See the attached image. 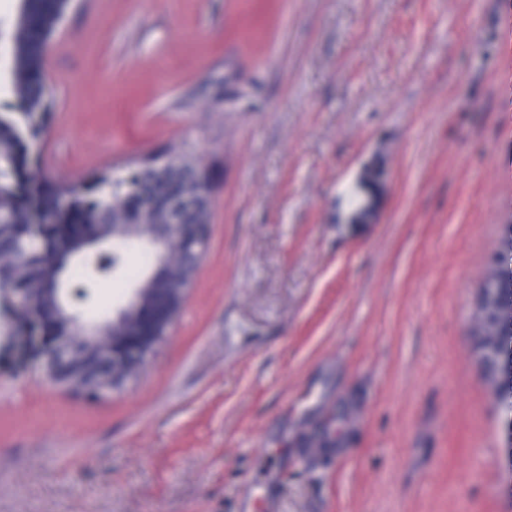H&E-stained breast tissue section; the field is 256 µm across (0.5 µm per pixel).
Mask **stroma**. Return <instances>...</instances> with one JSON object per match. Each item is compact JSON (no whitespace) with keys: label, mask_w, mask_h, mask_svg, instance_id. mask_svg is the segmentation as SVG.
Returning a JSON list of instances; mask_svg holds the SVG:
<instances>
[{"label":"stroma","mask_w":512,"mask_h":512,"mask_svg":"<svg viewBox=\"0 0 512 512\" xmlns=\"http://www.w3.org/2000/svg\"><path fill=\"white\" fill-rule=\"evenodd\" d=\"M46 72L42 176L185 155L212 224L120 390L0 351V512H252L276 471L267 512H512L468 334L512 222V0H74Z\"/></svg>","instance_id":"obj_1"}]
</instances>
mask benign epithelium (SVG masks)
Here are the masks:
<instances>
[{"label": "benign epithelium", "instance_id": "1", "mask_svg": "<svg viewBox=\"0 0 512 512\" xmlns=\"http://www.w3.org/2000/svg\"><path fill=\"white\" fill-rule=\"evenodd\" d=\"M146 175L159 180L180 177L161 165L116 178L124 183L128 210L136 214L132 220L116 215L110 224H60L58 232L64 241L58 247L50 244L43 218L35 209L31 210V223L10 225L23 247L38 251L36 259L21 253L18 262L45 269L52 277L51 286L42 289L39 310L30 316L22 315L30 289L18 279L0 282V297L9 308V348L19 365L41 360L54 382L66 387L81 385L86 393L102 395L121 387L165 339L182 307L186 283L195 275V268L181 261V255L185 251L197 255L200 250L186 239L185 212L179 201L160 203L147 212L141 208L136 182ZM182 182V197L195 213L211 209V191L202 178L184 177ZM500 228L499 252L512 267V224H502ZM159 232L174 247L166 276L156 283L151 277L147 280L162 294L160 306L134 315L143 304V290L135 287L129 298L131 304L118 309L99 333L89 334L83 319L63 307L66 266L79 259L91 266L96 275V256L90 254V247L98 245L113 251L129 235L142 233L151 241Z\"/></svg>", "mask_w": 512, "mask_h": 512}]
</instances>
